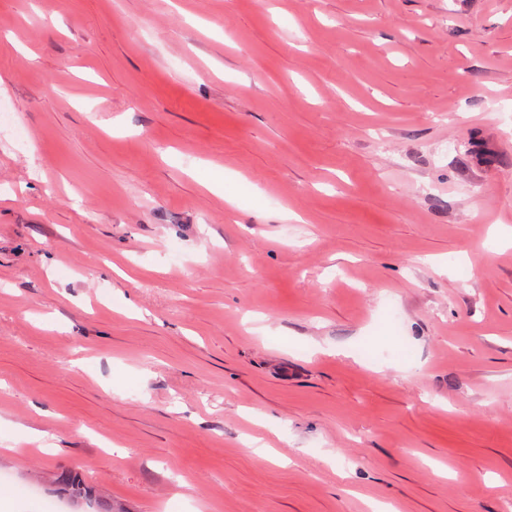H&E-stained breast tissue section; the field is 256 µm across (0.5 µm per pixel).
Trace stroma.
Listing matches in <instances>:
<instances>
[{"label": "stroma", "mask_w": 512, "mask_h": 512, "mask_svg": "<svg viewBox=\"0 0 512 512\" xmlns=\"http://www.w3.org/2000/svg\"><path fill=\"white\" fill-rule=\"evenodd\" d=\"M0 110V512L512 504V0H0Z\"/></svg>", "instance_id": "1"}]
</instances>
